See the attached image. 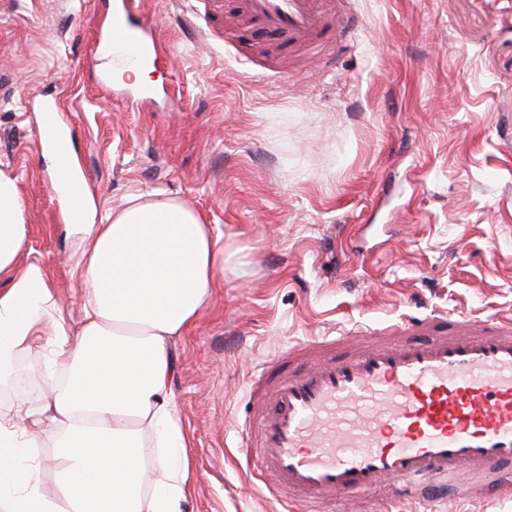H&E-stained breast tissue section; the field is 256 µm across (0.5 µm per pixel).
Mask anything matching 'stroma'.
Listing matches in <instances>:
<instances>
[{
  "label": "stroma",
  "instance_id": "stroma-1",
  "mask_svg": "<svg viewBox=\"0 0 512 512\" xmlns=\"http://www.w3.org/2000/svg\"><path fill=\"white\" fill-rule=\"evenodd\" d=\"M110 0H0V170L25 206L71 332L85 290L52 190L38 110L68 106L100 212L132 193L182 198L224 237V286L172 348L190 437L182 512H282L245 459L248 382L312 336H363L434 314L512 316V0H352L363 23L330 65L253 35L228 0L223 43L191 0H140L166 51L151 98L104 90L88 64ZM445 512H512L455 484Z\"/></svg>",
  "mask_w": 512,
  "mask_h": 512
}]
</instances>
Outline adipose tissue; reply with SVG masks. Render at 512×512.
<instances>
[{
  "mask_svg": "<svg viewBox=\"0 0 512 512\" xmlns=\"http://www.w3.org/2000/svg\"><path fill=\"white\" fill-rule=\"evenodd\" d=\"M55 191L86 290L76 335L43 266L20 261L25 207L0 171V386L48 339L39 403L0 410V512H181L191 464L171 347L223 287L224 243L176 197L135 195L101 219L88 191ZM45 446L62 462L55 496L38 479Z\"/></svg>",
  "mask_w": 512,
  "mask_h": 512,
  "instance_id": "ef3b65f1",
  "label": "adipose tissue"
}]
</instances>
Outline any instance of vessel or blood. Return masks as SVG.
<instances>
[{"mask_svg":"<svg viewBox=\"0 0 512 512\" xmlns=\"http://www.w3.org/2000/svg\"><path fill=\"white\" fill-rule=\"evenodd\" d=\"M341 0H234L258 33L307 43L357 20ZM136 0H114L97 48L138 63L159 45L134 20ZM421 342L397 336H318L282 350L278 375L254 374L255 405L243 428L249 458L269 476L286 512H326L339 497L391 487L390 512H439L417 482L482 479L480 496L511 494L493 482L512 463V318L442 319Z\"/></svg>","mask_w":512,"mask_h":512,"instance_id":"1","label":"vessel or blood"}]
</instances>
